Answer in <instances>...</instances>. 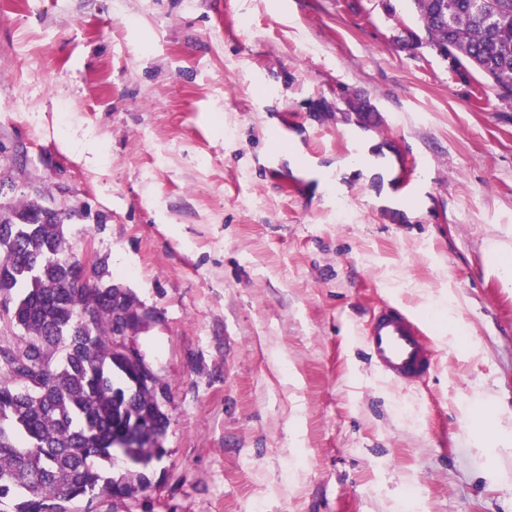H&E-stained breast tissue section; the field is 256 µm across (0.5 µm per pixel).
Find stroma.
Returning a JSON list of instances; mask_svg holds the SVG:
<instances>
[{
    "instance_id": "obj_1",
    "label": "stroma",
    "mask_w": 512,
    "mask_h": 512,
    "mask_svg": "<svg viewBox=\"0 0 512 512\" xmlns=\"http://www.w3.org/2000/svg\"><path fill=\"white\" fill-rule=\"evenodd\" d=\"M410 0H0V217L59 212L154 318V512H512V102ZM423 157L420 214L306 170ZM403 308L437 368L362 343ZM379 142L371 137L364 136L359 141L360 157L357 161H347L345 164L331 166L321 169V187L326 192H340L342 189L341 179L354 171H361L365 176H371L381 170L380 164L388 163L390 160L389 151L382 148L384 156H378ZM336 174V177H335ZM364 343L373 365L391 381L407 384L436 368L424 329L398 307L374 317Z\"/></svg>"
}]
</instances>
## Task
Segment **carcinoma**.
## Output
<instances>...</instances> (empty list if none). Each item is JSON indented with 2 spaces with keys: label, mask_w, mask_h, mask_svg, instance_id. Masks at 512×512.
<instances>
[{
  "label": "carcinoma",
  "mask_w": 512,
  "mask_h": 512,
  "mask_svg": "<svg viewBox=\"0 0 512 512\" xmlns=\"http://www.w3.org/2000/svg\"><path fill=\"white\" fill-rule=\"evenodd\" d=\"M433 49L512 101V0H412ZM97 277L92 282L91 277ZM82 276L63 225L0 223V505L12 512H94L102 496L137 499L160 461L154 391L112 356V285ZM120 458L119 477L98 462Z\"/></svg>",
  "instance_id": "1"
}]
</instances>
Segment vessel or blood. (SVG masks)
Instances as JSON below:
<instances>
[{
	"mask_svg": "<svg viewBox=\"0 0 512 512\" xmlns=\"http://www.w3.org/2000/svg\"><path fill=\"white\" fill-rule=\"evenodd\" d=\"M364 343L373 365L391 381L407 384L436 368L424 329L398 307L374 317Z\"/></svg>",
	"mask_w": 512,
	"mask_h": 512,
	"instance_id": "b4317fda",
	"label": "vessel or blood"
}]
</instances>
